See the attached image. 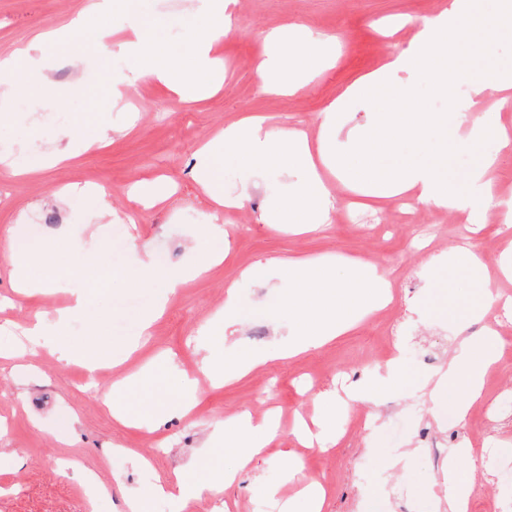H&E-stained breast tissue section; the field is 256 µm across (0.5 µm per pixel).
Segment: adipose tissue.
<instances>
[{
	"label": "adipose tissue",
	"mask_w": 512,
	"mask_h": 512,
	"mask_svg": "<svg viewBox=\"0 0 512 512\" xmlns=\"http://www.w3.org/2000/svg\"><path fill=\"white\" fill-rule=\"evenodd\" d=\"M232 0H197L195 11L204 18V32L192 38L188 54L170 49L144 24L137 0H95L84 11L58 29H47L31 43L0 55V100H16L34 93L49 78L39 64L37 52L52 43L63 52L78 55L79 41L92 32L93 42L103 55L120 49L132 63L136 79L166 87L182 102L190 103L203 94L217 92L224 82V58L220 48L232 30L229 6ZM126 19V38L112 41L110 19L113 10ZM512 11V0H451L448 8L423 20L405 49L391 55L378 70L348 87L328 105L321 116L317 139L296 126L281 127L276 133L266 129L267 116L247 114L225 125L222 132L195 154L194 180L215 208L237 207L254 187L256 176L270 170L298 171L300 181L295 194L274 202L266 210L268 224L286 225L294 234L311 233L328 224L336 206L335 190L363 193L375 202L394 198L412 205L452 210L464 205L458 179L448 171L449 148H464L477 140H493L496 152L468 177L473 195L485 202L498 196L499 183L493 171L499 162L512 157V131L493 122L489 111L512 104V71L492 70L484 55L465 53L467 45L512 36V24L505 12ZM267 53L257 62L262 93L291 95L305 83L316 61L335 62L333 42L312 36L293 26L266 35ZM468 81V94H460L458 84ZM427 82L437 97L448 102L444 112L418 109L417 86ZM362 103L371 114L345 149H337L336 133L341 130L349 104ZM409 143L425 153L426 162L397 161L400 143ZM234 157L242 171L238 196L224 194L214 177L219 157ZM12 274L22 293L62 288L71 295L70 303L55 310L51 317L37 318L27 329L33 344H40L48 327H56L54 349L61 359L79 363L95 372L100 362L113 359L112 350L89 353L85 345L74 342L64 332L68 321L82 314L88 298L76 279L107 262L106 248L95 254L81 252L67 243L61 252L48 253L28 240L26 225H11L6 232ZM140 253L139 262L126 275L135 288L156 291L154 306L140 320V332L148 334L152 324L167 307L171 296L187 283L202 278L228 254L230 243L219 224L202 230L197 258L185 268H169L156 262L146 244L132 241ZM504 340L493 329L467 335L457 343L447 366L426 377L425 388L432 405L454 406L459 419H466L471 406L482 399L487 376L498 366ZM409 385L405 366L394 358L370 375L349 386L345 398L326 396L323 416L315 426L297 423L293 435L301 445L327 449L339 439L336 418L350 403L377 401L387 394L403 393ZM281 433L275 416L254 419L249 412L238 414L224 426L225 454L237 461L236 471L218 470L206 478L160 481L139 491L126 501L128 512H150L153 499L169 498L178 512H187L192 503L220 494L233 483L237 471L251 467L269 444ZM283 482H300L297 497L281 495V485L269 486L267 494L277 500L280 512H324L326 492L306 479L296 453H288ZM475 464L477 456L469 442H461L448 452L442 473L446 495L442 501L448 512H467L472 484L459 468L460 461Z\"/></svg>",
	"instance_id": "1"
}]
</instances>
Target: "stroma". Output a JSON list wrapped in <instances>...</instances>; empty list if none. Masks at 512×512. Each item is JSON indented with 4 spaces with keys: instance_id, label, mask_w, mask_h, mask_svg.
I'll return each mask as SVG.
<instances>
[{
    "instance_id": "stroma-1",
    "label": "stroma",
    "mask_w": 512,
    "mask_h": 512,
    "mask_svg": "<svg viewBox=\"0 0 512 512\" xmlns=\"http://www.w3.org/2000/svg\"><path fill=\"white\" fill-rule=\"evenodd\" d=\"M86 0H0V51L30 42L39 31L61 24L80 11ZM449 0H237L231 33L224 40L223 88L193 104H182L154 84L128 87L120 102L109 97L113 76L129 74L124 55L107 57L85 42L80 58L45 47L42 66L55 96L32 95L22 106L0 105V139L23 149L32 164L61 145L71 132L73 163L44 169L24 180L0 176V239L14 223L27 224L30 237L43 249L62 238L93 250L89 224L95 223V190H104L113 210L130 215L128 223L108 225L110 272L89 282L92 294L84 314L72 318L66 333L84 340L98 318H106L110 341L122 344L135 336L140 316L154 302L151 288H131L125 273L137 255L130 247L138 235L155 258L171 268L192 264L201 227L227 226L232 238L224 262L209 275L176 291L149 340L124 366H104L95 373L60 362L46 347H32L22 330L36 314L63 306L68 296L50 292L25 297L15 291L11 265L0 247V348L18 355L16 369H0V451L14 464L0 472V512H126L125 496L161 478L193 479L213 468L231 469L233 457L223 454L224 423L239 412L261 416L278 411L284 433L271 443L249 471L218 496L196 504L193 512H278L265 494L277 484L287 460L284 449L297 448L307 477L328 492V512H438L441 467L449 448L468 440L479 459L471 474V512H512V343L485 382V397L473 405L465 421L449 420L448 407L431 410L418 391L403 399L353 403L338 417L341 437L320 451L296 447L289 430L295 415L311 417L319 393L334 383H349L382 364L387 346L399 349L411 376L424 378L442 370L453 353L463 315L483 306L486 293L512 296V284L478 282L462 271L440 279L427 277L425 262L444 261L464 238L486 252L488 268H496L499 252L512 248V231H500L497 208L484 212L481 226L472 216L426 207L397 212L393 203L368 206L359 194H340L338 206L351 207L355 220L332 223L322 232L295 236L262 223L268 205L287 198L294 179L273 170L235 215H214L209 200L192 176L193 154L240 115L265 112L275 126L298 122L317 135L322 112L362 75L378 68L392 53L406 48L419 23L447 8ZM140 15L172 49L187 53L189 38L199 33L192 0H139ZM285 24L314 34L333 36L336 62L319 65L295 95L259 91L256 63L263 37ZM111 123L116 131L96 151L80 149L82 133ZM144 182L161 194V203L147 207L127 194ZM69 190L66 205L53 194ZM389 223V231L378 228ZM372 254L376 267L392 284L394 299L365 323L330 344L291 360H276L288 342L286 318L273 307L288 288L275 269L264 279L239 280L241 269L271 258L362 260ZM238 284L242 315L224 324L216 314L224 307L229 282ZM225 335V355L244 351L273 354L268 365L236 383L209 381L200 370L212 339ZM150 365L161 379L151 392L135 390L127 405L139 424L125 427L112 418L101 395L115 380ZM197 381L191 416L175 411L149 413L159 401L175 404L185 377ZM70 434L63 444L61 434ZM417 455L407 469L389 467L399 451ZM78 466L60 476L63 461ZM99 470L108 491L91 497L84 469Z\"/></svg>"
}]
</instances>
